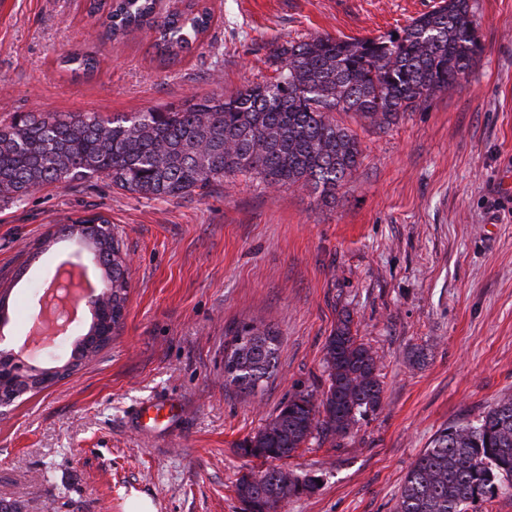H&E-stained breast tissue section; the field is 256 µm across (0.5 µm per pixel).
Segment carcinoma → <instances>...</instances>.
Segmentation results:
<instances>
[{
	"label": "carcinoma",
	"mask_w": 512,
	"mask_h": 512,
	"mask_svg": "<svg viewBox=\"0 0 512 512\" xmlns=\"http://www.w3.org/2000/svg\"><path fill=\"white\" fill-rule=\"evenodd\" d=\"M88 15H105L112 39L151 26L154 48L176 61L208 31L212 9L188 0L186 10L156 16L157 0H88ZM483 47L471 0H440L398 35L366 39L316 36L283 50L277 79L249 83L235 93L191 99L179 106L103 118L95 113L28 112L0 124V199L19 202L46 186L108 179L146 199L190 196L228 176L251 175L277 188L310 185L336 196L359 167L357 135L335 112H352L384 129L399 114L460 83ZM86 74L99 70L89 54L63 58ZM102 214L69 220L57 233L75 235L76 224H108ZM99 250L112 316L99 313L89 330L117 332L129 288L120 240L108 234ZM276 332L244 325L234 332L224 376L251 393L277 368ZM327 388L320 400L296 394L253 437L246 455L284 459L317 438L334 442L357 417L380 408L377 360L351 331L350 316L336 324L324 346ZM40 368L0 355V378L33 379ZM312 487L280 468L245 474L237 494L250 512H270L278 501ZM512 487V395L475 422L451 424L436 434L402 486L396 512H482L483 503Z\"/></svg>",
	"instance_id": "1"
}]
</instances>
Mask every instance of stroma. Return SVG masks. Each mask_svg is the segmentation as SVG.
I'll list each match as a JSON object with an SVG mask.
<instances>
[{
  "instance_id": "1",
  "label": "stroma",
  "mask_w": 512,
  "mask_h": 512,
  "mask_svg": "<svg viewBox=\"0 0 512 512\" xmlns=\"http://www.w3.org/2000/svg\"><path fill=\"white\" fill-rule=\"evenodd\" d=\"M200 47L167 62L142 29L117 40L84 0H0V123L19 112L105 117L178 106L274 81L289 42L372 38L439 0H209ZM483 46L460 84L385 129L336 118L361 163L335 200L312 187L271 188L243 175L186 198L144 199L109 181L57 184L0 201L6 343L21 360L63 365L90 322L24 350L43 291L78 251L59 225L101 213L129 264L120 330L74 375L0 416V503L13 512H125L133 494L156 512H243L236 485L269 460L245 455L298 392L327 386L324 344L343 316L378 363L382 404L336 444L278 460L315 479L277 512H395L405 477L435 434L512 394V0H473ZM100 61L90 78L62 63ZM278 332V368L255 393L224 378L234 330ZM171 413L154 431L136 412Z\"/></svg>"
}]
</instances>
